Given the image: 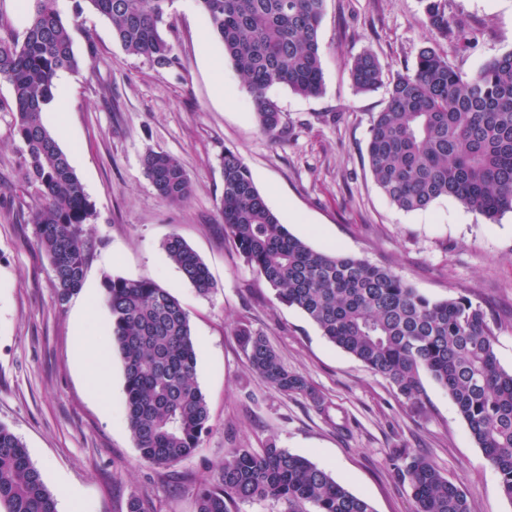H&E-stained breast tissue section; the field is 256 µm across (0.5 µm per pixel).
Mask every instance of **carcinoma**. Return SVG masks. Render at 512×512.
Wrapping results in <instances>:
<instances>
[{
  "label": "carcinoma",
  "instance_id": "carcinoma-1",
  "mask_svg": "<svg viewBox=\"0 0 512 512\" xmlns=\"http://www.w3.org/2000/svg\"><path fill=\"white\" fill-rule=\"evenodd\" d=\"M171 2L78 0L76 10L86 6L107 18L125 51L163 68L176 63L162 33ZM421 2L431 38L464 37L465 24L448 11V0ZM197 4L252 96L260 132L278 138L286 117L269 88L284 85L305 97L322 92L324 0ZM78 65L70 25L56 0H32L23 35L0 39V81L11 86L16 134L25 146L23 179L38 193L32 220L61 303L82 288L88 262L83 225L95 220V210L42 112L54 98L59 73ZM350 75L361 93L384 86L382 65L370 52L351 59ZM386 94L366 153L375 183L393 205L410 212L451 197L489 220L512 212V50L464 75L425 46L413 66L396 73ZM142 163L162 200L180 204L191 196V178L178 158L151 150ZM220 164L225 235L276 298L303 311L323 336L385 377L404 399H419L424 374L444 387L512 501V373L496 358L493 313L463 296L433 300L366 259L312 250L281 224L239 155L226 151ZM164 250L199 293L214 289L208 267L182 237L171 235ZM104 303L123 364L134 444L146 462L174 465L210 429L208 405L195 380L188 314L168 289L146 279L105 278ZM237 336L261 380L285 395L321 402L263 334L243 325ZM401 470L414 512H472L465 493L427 458L406 457ZM267 500L288 504V512H373L329 472L272 441L259 449H231L214 482L198 488L196 512H233L239 501ZM0 507L55 512V493L3 424Z\"/></svg>",
  "mask_w": 512,
  "mask_h": 512
}]
</instances>
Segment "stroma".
Here are the masks:
<instances>
[{"label": "stroma", "mask_w": 512, "mask_h": 512, "mask_svg": "<svg viewBox=\"0 0 512 512\" xmlns=\"http://www.w3.org/2000/svg\"><path fill=\"white\" fill-rule=\"evenodd\" d=\"M448 7L473 32L470 44L431 40L421 0H325L323 92L270 88L287 116L274 141L260 132L252 97L195 0L169 8L163 33L177 58L169 68L127 53L105 17L57 0L79 59L56 80L68 101L59 144L96 212L84 227L83 286L64 303L32 221L37 191L22 179L12 89L0 82V423L56 493V512H67L68 486L79 493L78 512H128L134 497L146 512H195L196 487L230 449L271 440L329 471L374 512H413L395 464L404 454L426 456L475 512H512L447 392L426 376L419 402L398 397L300 309L276 299L225 237L218 212L220 159L229 150L281 223L313 250L367 259L431 299L464 296L490 310L497 360L512 372V213L490 221L449 197L411 212L393 205L366 159L371 121L387 95L357 92L347 64L367 51L389 77L429 43L468 74L512 50V0H448ZM150 150L180 160L193 184L186 202L158 196L142 166ZM174 234L207 264L211 293L200 294L168 259L163 243ZM108 276L154 281L189 315L212 429L167 469L141 459L128 429L123 365L100 301ZM82 321L95 344L88 358L77 350ZM243 324L266 336L288 370L324 397L325 409L249 371L236 336ZM91 363L105 369L103 388L88 380Z\"/></svg>", "instance_id": "1"}]
</instances>
